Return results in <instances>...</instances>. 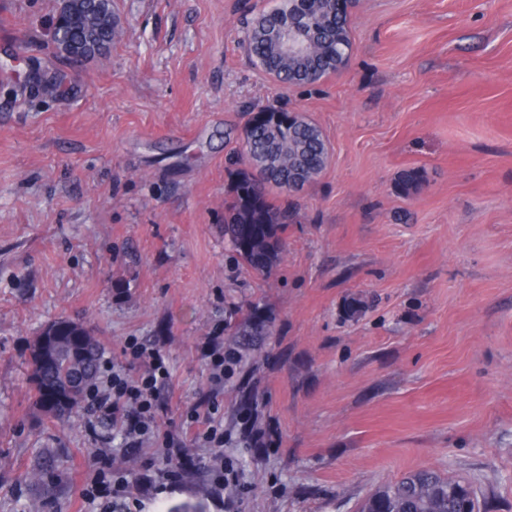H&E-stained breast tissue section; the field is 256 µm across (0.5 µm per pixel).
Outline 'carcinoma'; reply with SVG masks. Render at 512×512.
Wrapping results in <instances>:
<instances>
[{
  "mask_svg": "<svg viewBox=\"0 0 512 512\" xmlns=\"http://www.w3.org/2000/svg\"><path fill=\"white\" fill-rule=\"evenodd\" d=\"M332 0H280L251 24L246 47L254 62L274 80L307 85L313 78H299L308 63L326 69L329 61L352 49L349 28L338 23ZM305 20L309 46L304 58H287L276 46L273 33L290 20ZM112 46L114 27L105 19L77 33ZM280 109L256 113L241 132L238 167L233 171V194L224 206V239L250 270L263 274L272 269L283 251L282 233L292 214L288 204H277L278 184L266 180L264 165L273 161L281 176L300 165L311 184L329 163L328 142L311 119L294 115L287 123ZM56 337L40 332L29 345L28 366L33 405L49 418H62L84 408L86 390L98 376L100 345L80 321L60 319ZM479 508L472 483L432 469L408 473L370 494L359 512H464Z\"/></svg>",
  "mask_w": 512,
  "mask_h": 512,
  "instance_id": "obj_1",
  "label": "carcinoma"
}]
</instances>
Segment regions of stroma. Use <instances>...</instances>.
I'll list each match as a JSON object with an SVG mask.
<instances>
[{"label":"stroma","mask_w":512,"mask_h":512,"mask_svg":"<svg viewBox=\"0 0 512 512\" xmlns=\"http://www.w3.org/2000/svg\"><path fill=\"white\" fill-rule=\"evenodd\" d=\"M276 2L112 0L111 49L71 64L56 0H0V512H356L425 468L512 512V0H357L346 68L305 87L246 49ZM270 107L308 115L332 154L260 275L225 241L224 203L240 133ZM60 318L133 378L126 343L162 346L141 447L34 410L27 347ZM216 333L243 355L215 414L232 489L188 416ZM246 413L278 446L243 440ZM167 433L194 464L165 484ZM99 448L126 507L79 495ZM49 459L43 497L29 476Z\"/></svg>","instance_id":"stroma-1"}]
</instances>
